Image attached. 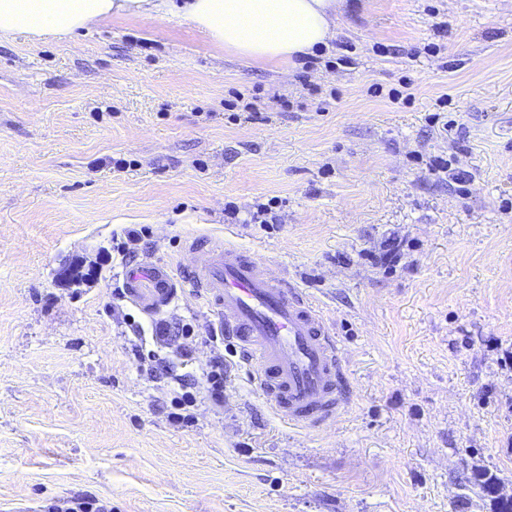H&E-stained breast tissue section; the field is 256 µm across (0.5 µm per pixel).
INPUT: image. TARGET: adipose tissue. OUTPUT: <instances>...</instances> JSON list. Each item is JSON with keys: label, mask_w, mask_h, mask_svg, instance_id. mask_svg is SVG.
<instances>
[{"label": "adipose tissue", "mask_w": 512, "mask_h": 512, "mask_svg": "<svg viewBox=\"0 0 512 512\" xmlns=\"http://www.w3.org/2000/svg\"><path fill=\"white\" fill-rule=\"evenodd\" d=\"M342 0H0V35L70 37L116 15L176 13L215 46L261 63L292 61L336 37Z\"/></svg>", "instance_id": "1"}]
</instances>
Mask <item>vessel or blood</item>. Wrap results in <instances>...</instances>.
<instances>
[{"label": "vessel or blood", "mask_w": 512, "mask_h": 512, "mask_svg": "<svg viewBox=\"0 0 512 512\" xmlns=\"http://www.w3.org/2000/svg\"><path fill=\"white\" fill-rule=\"evenodd\" d=\"M187 251L194 260L186 281L218 310L275 415L299 428L335 421L344 403L343 348L315 302L234 245L193 239ZM124 288L149 314L177 295L168 267L152 261L128 270Z\"/></svg>", "instance_id": "1"}]
</instances>
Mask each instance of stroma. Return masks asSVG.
Listing matches in <instances>:
<instances>
[{"mask_svg":"<svg viewBox=\"0 0 512 512\" xmlns=\"http://www.w3.org/2000/svg\"><path fill=\"white\" fill-rule=\"evenodd\" d=\"M196 236L321 308L334 425L282 422L213 339L182 280ZM145 260L180 281L155 315L115 291ZM480 469L512 494V0H344L310 70L176 15L0 39V512H494ZM207 382L211 396L220 401L224 398V358L215 357L210 364V370L207 372ZM45 512H112V504L95 497L77 496L55 499L44 507Z\"/></svg>","mask_w":512,"mask_h":512,"instance_id":"1","label":"stroma"}]
</instances>
